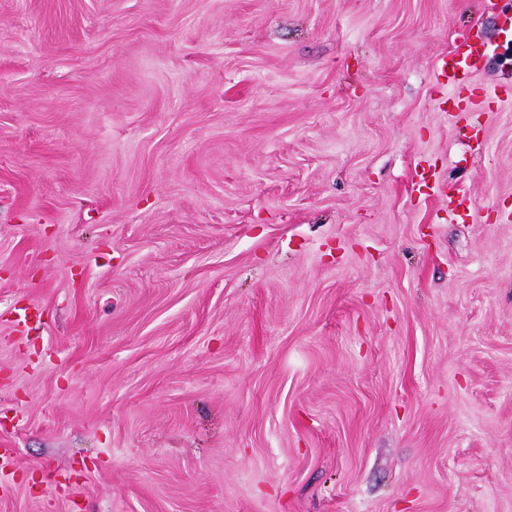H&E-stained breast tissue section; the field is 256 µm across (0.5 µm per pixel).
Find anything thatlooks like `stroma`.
<instances>
[{"label":"stroma","mask_w":512,"mask_h":512,"mask_svg":"<svg viewBox=\"0 0 512 512\" xmlns=\"http://www.w3.org/2000/svg\"><path fill=\"white\" fill-rule=\"evenodd\" d=\"M505 12L0 0V512H512ZM496 49L495 42L490 39H473L468 35L460 37L454 48L437 63L439 78L443 79L440 81L442 88L449 91L463 89L483 61L494 55Z\"/></svg>","instance_id":"35a3bbf8"}]
</instances>
